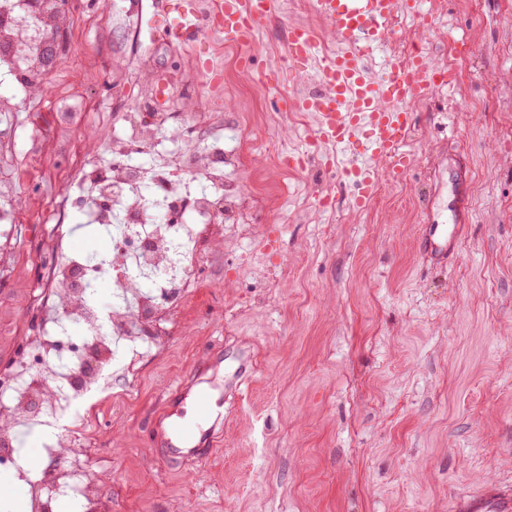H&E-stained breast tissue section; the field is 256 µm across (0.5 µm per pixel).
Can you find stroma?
Masks as SVG:
<instances>
[{
  "label": "stroma",
  "instance_id": "obj_1",
  "mask_svg": "<svg viewBox=\"0 0 512 512\" xmlns=\"http://www.w3.org/2000/svg\"><path fill=\"white\" fill-rule=\"evenodd\" d=\"M177 2L78 0L90 22L40 91L45 110L102 103L84 135L107 160L111 135L143 98L179 123L187 101L213 102L195 71L208 58L234 86L225 125L253 146L244 188L291 189L259 207L251 241L225 226L217 271L100 402L87 440L112 512H467L474 500L512 496V0H442L426 48L447 64L451 87L415 105L411 170L384 180L359 213L354 186L321 159L293 175L273 158L283 143L305 148L316 121L273 110L262 74L285 57L291 25L333 42L324 21L274 0L247 67L217 35L191 47L152 23ZM78 66L95 78L78 82ZM462 189L463 232L433 260L422 228L453 224ZM323 190L334 217L314 206ZM15 251L0 273V366L13 328L33 316L37 257L24 237ZM246 350L249 382L221 397L222 449L192 465L160 463L151 424L171 388L215 360L231 377Z\"/></svg>",
  "mask_w": 512,
  "mask_h": 512
}]
</instances>
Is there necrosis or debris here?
I'll use <instances>...</instances> for the list:
<instances>
[{"mask_svg": "<svg viewBox=\"0 0 512 512\" xmlns=\"http://www.w3.org/2000/svg\"><path fill=\"white\" fill-rule=\"evenodd\" d=\"M74 24L57 0H0V70L31 86L50 64L35 50L30 33H59ZM218 117L215 111L191 113L180 148L167 155L153 156L145 125L136 120L113 135L111 162L77 151L76 170L92 196L88 222L112 231L111 249L100 259L62 251L70 194L50 195L45 206L27 212L14 204L18 183L46 176L50 134H43L40 147L18 168L11 142H0V168L7 171L0 178V238L15 237L24 223L47 227L36 245L42 286L32 303L45 318L0 372V466L18 468L22 458L16 420L50 432L45 453L52 467L23 477L31 512H56L65 499L78 502L83 512H112L89 463L93 451L78 443L97 396L111 387L113 371L136 360L144 338L154 335L147 313L165 316L174 301L202 287L225 225L249 232L259 199L233 177L245 164L237 133L225 128L222 149L192 145ZM104 281L112 288L108 303L96 297Z\"/></svg>", "mask_w": 512, "mask_h": 512, "instance_id": "4bbe7bcc", "label": "necrosis or debris"}]
</instances>
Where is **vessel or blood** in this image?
I'll use <instances>...</instances> for the list:
<instances>
[{
    "instance_id": "vessel-or-blood-1",
    "label": "vessel or blood",
    "mask_w": 512,
    "mask_h": 512,
    "mask_svg": "<svg viewBox=\"0 0 512 512\" xmlns=\"http://www.w3.org/2000/svg\"><path fill=\"white\" fill-rule=\"evenodd\" d=\"M313 11L333 33L335 55L320 56L318 33L307 26L288 30V57L297 75L317 67L320 90L297 98L279 97L282 112H311L317 118L315 138L333 146L331 161L338 164L340 179L355 182V210L368 209L377 195L381 175L397 178L412 165L404 151L406 136L415 124L411 104L434 92L447 69L428 56L391 60L387 77L372 76L366 55L390 37L389 24L396 16L421 19L422 0H311ZM272 0H224V13L213 21L181 15L173 37L195 44L205 29L220 33L226 46L237 48L243 64H251L259 28L270 15ZM456 233L440 224L426 227L424 247L447 252ZM174 399L190 398L192 418L177 423L168 415L155 422L154 444L164 461L192 462L212 455L221 444L224 415L213 392L196 387L193 378L180 379Z\"/></svg>"
}]
</instances>
